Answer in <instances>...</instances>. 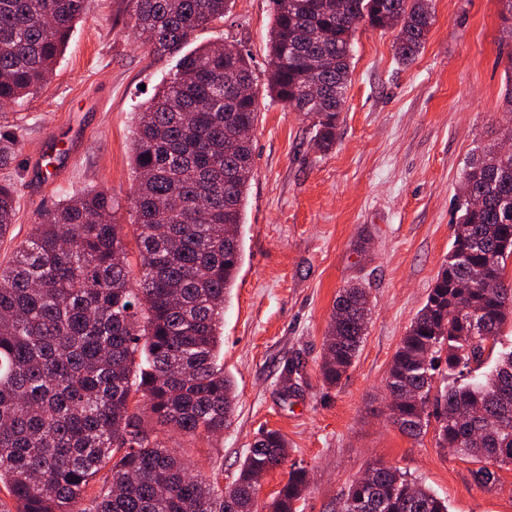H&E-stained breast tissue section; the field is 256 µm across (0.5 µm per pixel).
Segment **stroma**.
<instances>
[{"instance_id":"1","label":"stroma","mask_w":512,"mask_h":512,"mask_svg":"<svg viewBox=\"0 0 512 512\" xmlns=\"http://www.w3.org/2000/svg\"><path fill=\"white\" fill-rule=\"evenodd\" d=\"M435 21L414 61L394 52L397 32L360 25L351 83L336 143L322 151L303 113L264 94L272 0H235L223 21L196 30L187 49L211 41L251 58L261 92L252 133L253 175L242 216L243 261L224 304L221 355L236 403L212 440L169 433V446L195 470H222L232 484L256 435L279 430L289 463L310 472L299 512H336L350 483L373 463L406 473L447 499L449 512H512V467L493 484L479 465L413 438L389 418L385 384L392 358L452 243L457 195L468 161L512 125L500 0H433ZM178 55L154 54L130 28L128 0H89L48 81L0 107V130L18 149L0 167L17 201L0 238L10 261L40 212L86 189L112 195L126 233L131 272L139 270L129 199L131 127ZM88 128L69 170L36 186L32 158L69 121ZM370 292L371 314L358 357L341 385L324 384L323 340L338 291Z\"/></svg>"}]
</instances>
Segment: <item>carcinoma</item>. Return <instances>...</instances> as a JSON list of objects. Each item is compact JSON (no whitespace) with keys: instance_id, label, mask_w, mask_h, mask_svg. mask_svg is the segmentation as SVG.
Segmentation results:
<instances>
[{"instance_id":"cac0c4a2","label":"carcinoma","mask_w":512,"mask_h":512,"mask_svg":"<svg viewBox=\"0 0 512 512\" xmlns=\"http://www.w3.org/2000/svg\"><path fill=\"white\" fill-rule=\"evenodd\" d=\"M88 0H0V103L46 82ZM134 33L176 53L197 29L224 19L232 0H129ZM267 88L312 119L323 150L336 141L362 23L398 29L411 61L434 16L430 0H273ZM322 69L311 76L304 59ZM248 56L224 42L184 54L173 76L135 112L132 198L139 277L126 264L124 225L112 196L87 189L40 214L0 265V494L16 512H298L307 472L290 465L272 502L258 477L288 463V442L266 429L236 479L193 472L160 437H213L228 427L236 394L216 347L224 303L242 260L241 215L252 173L256 94ZM17 141L0 133V166ZM451 247L396 351L386 379L393 422L411 437L435 419L438 447L491 467L512 466V351L481 371L512 318V154L482 150L465 171ZM15 220L14 190L0 184V237ZM500 282L472 287V272ZM478 313L483 336L460 307ZM369 295L339 290L321 373L338 385L358 356ZM444 366L441 385L435 371ZM341 512H448V502L382 464L353 481Z\"/></svg>"}]
</instances>
